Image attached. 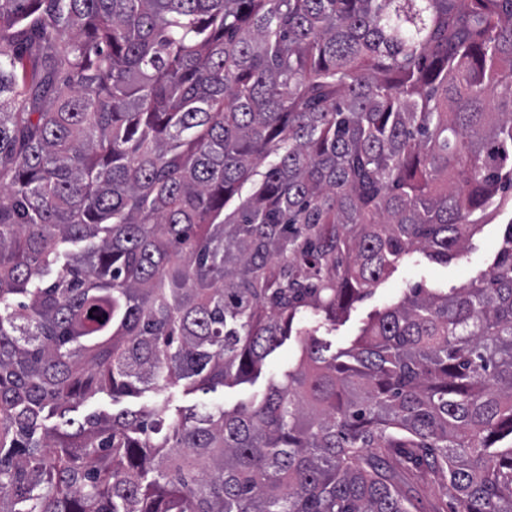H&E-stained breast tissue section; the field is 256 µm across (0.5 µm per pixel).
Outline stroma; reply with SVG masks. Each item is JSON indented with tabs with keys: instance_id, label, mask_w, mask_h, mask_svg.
<instances>
[{
	"instance_id": "stroma-1",
	"label": "stroma",
	"mask_w": 512,
	"mask_h": 512,
	"mask_svg": "<svg viewBox=\"0 0 512 512\" xmlns=\"http://www.w3.org/2000/svg\"><path fill=\"white\" fill-rule=\"evenodd\" d=\"M511 220L512 213L507 211L493 217L471 239L467 254L445 265L433 262L420 252L403 255L397 261L393 273L377 284L370 296L355 303L345 317L333 324L326 322L324 317H317L315 324L318 338L326 342L333 353L349 348L372 314L398 302L409 289L422 286L444 292L480 278L489 271L505 225ZM298 356V339L290 336L265 359L255 382L232 387L220 386L208 393L197 391L189 394L183 388L176 387L169 389L167 396L178 406L204 403L231 408L262 396L270 383L281 382L295 365Z\"/></svg>"
}]
</instances>
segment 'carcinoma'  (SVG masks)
Masks as SVG:
<instances>
[{"label":"carcinoma","instance_id":"cac0c4a2","mask_svg":"<svg viewBox=\"0 0 512 512\" xmlns=\"http://www.w3.org/2000/svg\"><path fill=\"white\" fill-rule=\"evenodd\" d=\"M506 208L512 0H0V512H412L394 456L512 512V220L352 349L293 330ZM292 334L256 402L161 397ZM145 402V398H136L133 396H123L117 399V401L112 402V400L104 395H97L94 402H92L90 407L83 406L80 408V411L85 414V411H106L109 413L118 412L123 409L135 410L138 409Z\"/></svg>","mask_w":512,"mask_h":512}]
</instances>
